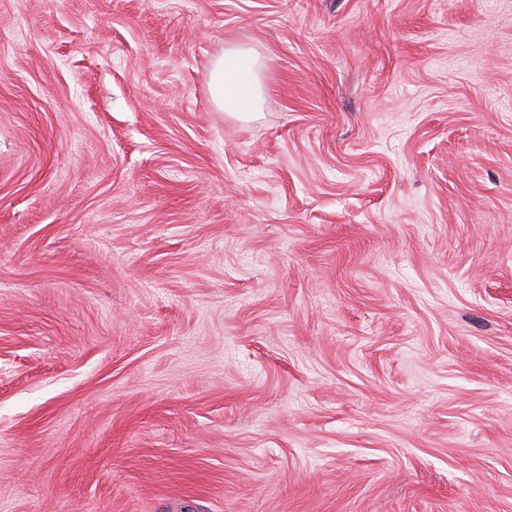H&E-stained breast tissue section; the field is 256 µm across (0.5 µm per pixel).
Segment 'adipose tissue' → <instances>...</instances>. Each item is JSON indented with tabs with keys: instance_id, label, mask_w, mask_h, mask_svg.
Wrapping results in <instances>:
<instances>
[{
	"instance_id": "obj_1",
	"label": "adipose tissue",
	"mask_w": 512,
	"mask_h": 512,
	"mask_svg": "<svg viewBox=\"0 0 512 512\" xmlns=\"http://www.w3.org/2000/svg\"><path fill=\"white\" fill-rule=\"evenodd\" d=\"M210 92L214 105L238 118L250 117L262 99L261 65L249 50L230 48L210 67Z\"/></svg>"
}]
</instances>
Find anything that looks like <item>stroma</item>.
Listing matches in <instances>:
<instances>
[{"label": "stroma", "instance_id": "obj_1", "mask_svg": "<svg viewBox=\"0 0 512 512\" xmlns=\"http://www.w3.org/2000/svg\"><path fill=\"white\" fill-rule=\"evenodd\" d=\"M0 512H512V0H0ZM209 87L219 110L241 119L250 117L262 99L258 56L239 48L225 50L211 63Z\"/></svg>", "mask_w": 512, "mask_h": 512}]
</instances>
